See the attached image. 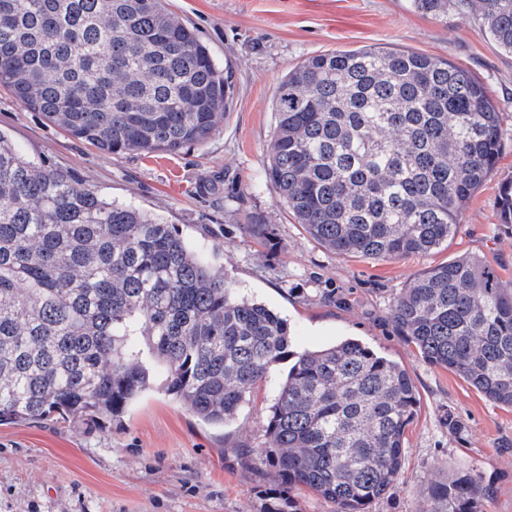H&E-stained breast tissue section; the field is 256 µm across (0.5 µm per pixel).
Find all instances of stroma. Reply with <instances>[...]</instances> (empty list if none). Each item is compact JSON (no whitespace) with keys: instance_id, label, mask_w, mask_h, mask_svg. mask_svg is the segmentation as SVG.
<instances>
[{"instance_id":"obj_1","label":"stroma","mask_w":512,"mask_h":512,"mask_svg":"<svg viewBox=\"0 0 512 512\" xmlns=\"http://www.w3.org/2000/svg\"><path fill=\"white\" fill-rule=\"evenodd\" d=\"M192 23L235 96L210 138L176 154H108L72 139L0 87V131L25 156L69 171L102 196L173 224L205 247L240 295L286 320L293 353L359 340L404 367L419 396L397 483L367 512H427L430 486L460 470L489 488L480 512H512V409L457 374L424 362L398 336L394 298L424 270L460 255L488 261L512 281V224L498 187L512 180V54L476 12L439 22L409 0H168ZM405 49L467 69L500 108L501 152L446 246L427 255L361 259L326 251L259 183L274 131L280 81L305 58L334 50ZM267 224L252 236L250 217ZM266 383L225 425L206 423L159 389L105 425L59 418L0 422V512H262L273 476L259 457L276 392Z\"/></svg>"}]
</instances>
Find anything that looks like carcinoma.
I'll list each match as a JSON object with an SVG mask.
<instances>
[{"label":"carcinoma","mask_w":512,"mask_h":512,"mask_svg":"<svg viewBox=\"0 0 512 512\" xmlns=\"http://www.w3.org/2000/svg\"><path fill=\"white\" fill-rule=\"evenodd\" d=\"M410 2L445 22L468 7L512 53V0ZM0 85L112 154L201 144L235 95L231 67L166 0H0ZM274 111L262 180L333 254L439 248L500 154L483 83L411 51L311 56L281 80ZM498 205L512 224V181ZM391 317L426 363L512 408V285L490 264L425 271ZM289 344L286 321L239 296L173 225L25 158L0 131V421L119 418L161 373L166 393L222 425ZM418 403L406 369L356 340L295 356L265 429L274 480L365 512L396 482ZM489 493L457 472L429 488L427 512H479Z\"/></svg>","instance_id":"obj_1"}]
</instances>
